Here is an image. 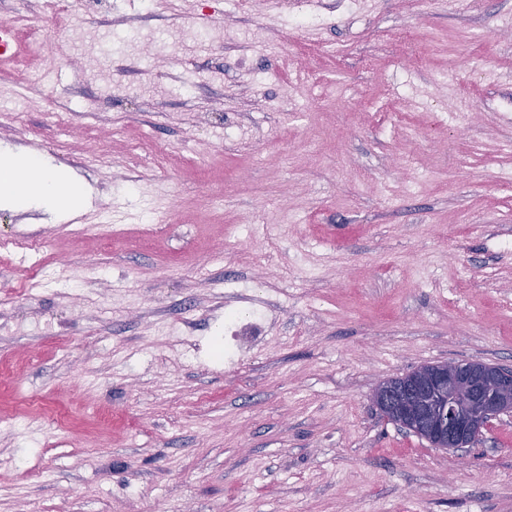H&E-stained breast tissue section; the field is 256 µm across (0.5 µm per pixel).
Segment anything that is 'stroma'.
I'll list each match as a JSON object with an SVG mask.
<instances>
[{
	"mask_svg": "<svg viewBox=\"0 0 512 512\" xmlns=\"http://www.w3.org/2000/svg\"><path fill=\"white\" fill-rule=\"evenodd\" d=\"M174 3L93 0L0 63L26 112L0 157L84 195L0 208V512H512V412L461 456L372 401L427 364L512 368V0Z\"/></svg>",
	"mask_w": 512,
	"mask_h": 512,
	"instance_id": "35a3bbf8",
	"label": "stroma"
}]
</instances>
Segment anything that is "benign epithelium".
<instances>
[{"label": "benign epithelium", "mask_w": 512, "mask_h": 512, "mask_svg": "<svg viewBox=\"0 0 512 512\" xmlns=\"http://www.w3.org/2000/svg\"><path fill=\"white\" fill-rule=\"evenodd\" d=\"M374 402L405 429L456 452L469 447L492 419L512 411V368L489 372L474 362L435 365L386 380Z\"/></svg>", "instance_id": "1"}]
</instances>
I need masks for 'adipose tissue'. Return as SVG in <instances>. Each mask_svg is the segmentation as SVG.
I'll list each match as a JSON object with an SVG mask.
<instances>
[{"mask_svg": "<svg viewBox=\"0 0 512 512\" xmlns=\"http://www.w3.org/2000/svg\"><path fill=\"white\" fill-rule=\"evenodd\" d=\"M29 201L60 210H74L80 205L79 198L57 174L45 169L37 160L24 158L0 164V204Z\"/></svg>", "mask_w": 512, "mask_h": 512, "instance_id": "obj_1", "label": "adipose tissue"}]
</instances>
